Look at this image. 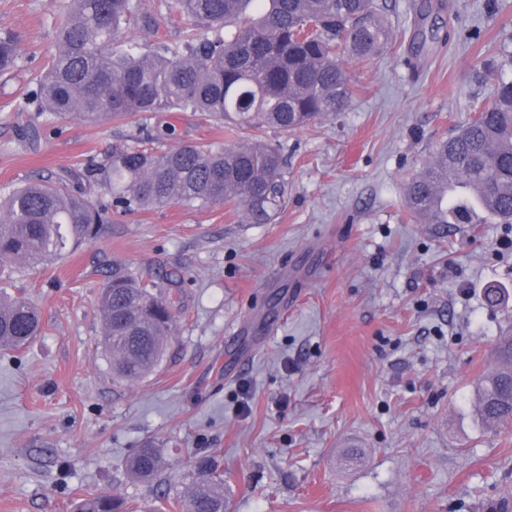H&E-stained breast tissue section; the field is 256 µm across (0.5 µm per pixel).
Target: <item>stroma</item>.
Masks as SVG:
<instances>
[{
    "instance_id": "1",
    "label": "stroma",
    "mask_w": 512,
    "mask_h": 512,
    "mask_svg": "<svg viewBox=\"0 0 512 512\" xmlns=\"http://www.w3.org/2000/svg\"><path fill=\"white\" fill-rule=\"evenodd\" d=\"M397 35L348 61L347 111L288 133V194L276 220L171 205L113 215L60 259L15 270L42 328L0 350V512H73L109 492L129 512L183 499L218 456L228 512H501L512 507V425L486 430L477 381L512 339V224H423L406 184L432 144L489 101L479 71L512 78V0H432L436 39L410 43L417 0H386ZM57 0H0L19 38L0 77V194L105 159L131 129L19 113L49 60ZM162 147L247 136L191 112H160ZM171 290L175 335L150 375L112 376L98 300L113 265ZM159 448L156 479L125 460Z\"/></svg>"
}]
</instances>
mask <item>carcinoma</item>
<instances>
[{"mask_svg":"<svg viewBox=\"0 0 512 512\" xmlns=\"http://www.w3.org/2000/svg\"><path fill=\"white\" fill-rule=\"evenodd\" d=\"M188 22L184 38L159 35L157 15L141 0H58L55 53L31 81L20 112L90 124L125 120L133 140L104 163L86 162L52 180L27 181L0 196V263L31 264L62 257L91 241L124 212L168 205L203 209L236 202L248 223L269 224L288 191V168L278 145L215 142L153 146L148 116L179 110L206 112L228 131L271 127L294 131L311 120L347 110L353 85L345 57L370 60L388 49L392 30L379 0H175ZM433 6L419 4L413 40L425 41ZM139 21L156 42L136 51L121 37ZM16 36L0 26V76L18 70ZM485 65L492 102L460 129L436 141L428 161L408 183L407 210L425 224H512V79ZM0 349H18L40 332L35 302L0 289ZM102 346L119 380L143 378L162 362L174 336V300L132 276L124 266L100 299ZM501 363L479 384L482 425L512 424V340L497 348ZM127 474L153 480L159 450L148 442L130 456ZM192 482L183 512H225L224 474ZM76 512H123L108 493L83 496Z\"/></svg>","mask_w":512,"mask_h":512,"instance_id":"cac0c4a2","label":"carcinoma"}]
</instances>
